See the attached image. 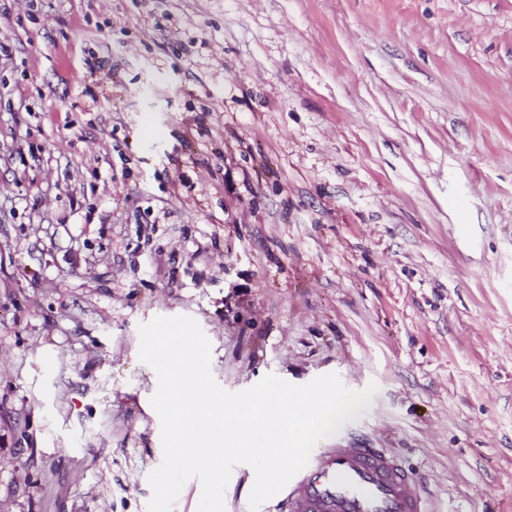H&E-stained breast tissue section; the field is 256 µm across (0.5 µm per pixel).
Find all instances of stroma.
<instances>
[{
	"label": "stroma",
	"instance_id": "35a3bbf8",
	"mask_svg": "<svg viewBox=\"0 0 512 512\" xmlns=\"http://www.w3.org/2000/svg\"><path fill=\"white\" fill-rule=\"evenodd\" d=\"M176 315L512 512V0H0V512H147Z\"/></svg>",
	"mask_w": 512,
	"mask_h": 512
}]
</instances>
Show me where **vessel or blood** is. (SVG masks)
Listing matches in <instances>:
<instances>
[{
  "label": "vessel or blood",
  "mask_w": 512,
  "mask_h": 512,
  "mask_svg": "<svg viewBox=\"0 0 512 512\" xmlns=\"http://www.w3.org/2000/svg\"><path fill=\"white\" fill-rule=\"evenodd\" d=\"M294 512H421L411 474L374 448L310 458L288 488Z\"/></svg>",
  "instance_id": "vessel-or-blood-1"
}]
</instances>
